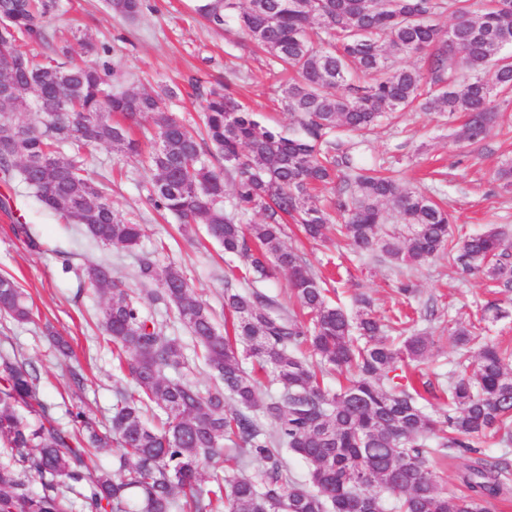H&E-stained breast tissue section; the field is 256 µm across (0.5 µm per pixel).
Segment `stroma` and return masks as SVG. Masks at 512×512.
I'll use <instances>...</instances> for the list:
<instances>
[{
	"label": "stroma",
	"instance_id": "35a3bbf8",
	"mask_svg": "<svg viewBox=\"0 0 512 512\" xmlns=\"http://www.w3.org/2000/svg\"><path fill=\"white\" fill-rule=\"evenodd\" d=\"M48 18L50 34L65 37L69 55L79 64H118L123 89L158 92L175 88L167 102L169 114L191 124L201 123L204 99L200 88L223 79L228 69L237 77L233 90L265 122L283 132L294 126L277 102L278 79L266 56L235 31L216 29L194 12L195 0H143L140 16L127 20L109 13L105 0H57ZM92 36L98 50L86 52L82 38ZM462 119L447 115L408 112L400 119L382 122L370 134L356 137V149L367 163L390 169L407 185L445 203L453 214L455 237L481 233L488 214L512 231V186H503L496 173L512 160V132H504L480 144L460 139ZM89 173L108 187L109 200L120 214L133 217L145 227L140 249L156 252L159 265L182 268L193 294L212 309L216 321L224 319V275L227 269L222 248L205 234L203 225L188 226L172 215H160L147 200L150 174L138 159L109 145L88 148ZM8 196V208L0 207V274L12 275L31 297L40 318L18 323L0 316V355L15 354L39 369L43 393L63 426H71L69 412L82 408L96 419L109 416L116 391L130 388V377L113 373L112 348L103 342L96 316L107 294L80 284L77 268L91 262L111 265L125 287L136 290V254L121 248L90 242L74 225L57 223L36 199L33 190L13 177L0 183V196ZM29 224L46 239L50 251H31L14 236L12 224ZM288 245L300 248L316 274L337 270L338 296L353 307L357 295L370 298L373 313L392 317L402 299L397 289L409 285L413 308L434 304L439 316L418 319L415 327L435 340L431 356L420 364L425 380L453 368L455 349L448 339L453 323L469 322L489 305L500 306L505 317L487 320L483 334L512 346V300L492 293L478 276H461L447 259L422 268L391 267L359 259L346 246L329 238L309 242L290 233ZM68 339L75 354L57 357L50 332ZM85 377L84 389L71 382L70 370Z\"/></svg>",
	"mask_w": 512,
	"mask_h": 512
}]
</instances>
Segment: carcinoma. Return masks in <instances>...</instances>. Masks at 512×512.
<instances>
[{"label":"carcinoma","instance_id":"1","mask_svg":"<svg viewBox=\"0 0 512 512\" xmlns=\"http://www.w3.org/2000/svg\"><path fill=\"white\" fill-rule=\"evenodd\" d=\"M56 0H0V69L11 73L14 107L0 110V173L19 169L38 200L63 224H81L96 243L139 249L144 227L108 202L106 185L91 177L81 154L108 144L144 157L148 199L185 224L205 225L208 237L233 263L225 277L224 325L194 297L182 270L159 268L155 253L138 255L135 276L148 298L191 336L217 384L203 392L183 377L190 362L167 320L143 309L142 293L124 287L108 264L76 271L91 288L109 293L98 324L118 369L134 382L118 391L109 424L70 412L75 429L60 426L40 391L32 362L0 359V512H71L69 494L85 512H383L382 494L396 512H489L512 493V348L484 342L486 316L451 339L455 369L439 392L443 406L427 409L407 369L428 358L434 341L415 332L399 343L408 315L384 324L364 298L350 312L328 299L327 281L285 244L292 222L308 239L325 236L334 217L313 191L331 185L341 223L336 235L360 257L417 268L448 257L462 275L477 273L498 293H512V244L493 224L454 239L453 216L400 179L376 173L339 139L364 132L388 112H438L465 122L461 138L480 143L506 123L498 100L512 95V0H198L196 12L216 27L232 21L272 63L297 74L279 102L301 127L286 136L242 106L232 78L211 86L204 128L197 133L165 112L174 94L135 93L118 84L115 68L74 64L55 40L47 17ZM110 13L133 19L142 0H107ZM453 17L448 29L435 19ZM21 39L46 45L42 57L17 48ZM423 55L425 68L404 63ZM35 104L34 124L13 120ZM151 114L157 126L148 152L128 124ZM74 155L60 157L59 148ZM216 152L215 170L204 156ZM232 183L226 193L224 178ZM402 224L383 231L385 206ZM259 211L260 224L237 216ZM30 250L44 243L26 224L12 225ZM288 275L285 309L250 284ZM158 287L151 288L152 284ZM0 315L33 323L38 312L13 277L0 276ZM251 358L279 384L263 400L259 381L243 368ZM334 371L346 383L323 385ZM236 407L226 410V397ZM160 411L159 424L146 413ZM259 411L274 424L269 431ZM492 439V460L476 456ZM118 448L112 469L87 463L90 450ZM298 456L306 478L287 474L283 450ZM263 463L245 474V457ZM459 461L465 487L453 491L433 470L434 457ZM38 487H33V484Z\"/></svg>","mask_w":512,"mask_h":512}]
</instances>
